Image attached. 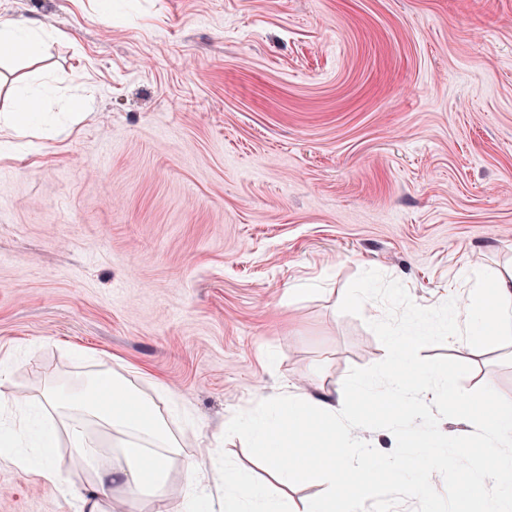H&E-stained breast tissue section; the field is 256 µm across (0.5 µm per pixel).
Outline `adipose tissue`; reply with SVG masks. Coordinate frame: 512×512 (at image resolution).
<instances>
[{
    "instance_id": "obj_1",
    "label": "adipose tissue",
    "mask_w": 512,
    "mask_h": 512,
    "mask_svg": "<svg viewBox=\"0 0 512 512\" xmlns=\"http://www.w3.org/2000/svg\"><path fill=\"white\" fill-rule=\"evenodd\" d=\"M5 123L18 132L30 128H47L52 119L42 107V96L20 88ZM448 333L468 336L488 343L512 335V272L501 273L477 281L466 302L456 308L448 319ZM87 414L117 434L126 458V466L118 477L129 490H139L152 496L155 512L170 511L164 488L169 471L180 454V445L172 435L162 415L173 409L167 388L155 387L153 395H145L119 382L111 371L96 372L82 388L60 395L46 391L38 403L39 410L29 416L21 427H0V460L34 473L45 484L61 491L67 486L55 461L57 445L53 422L42 419L43 412L58 409L60 404Z\"/></svg>"
}]
</instances>
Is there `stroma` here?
<instances>
[{
    "mask_svg": "<svg viewBox=\"0 0 512 512\" xmlns=\"http://www.w3.org/2000/svg\"><path fill=\"white\" fill-rule=\"evenodd\" d=\"M0 0V19L53 40L0 63V111L21 82L54 86L52 131L0 122V358L17 397L47 378L112 370L165 385L181 454L212 481L233 412L298 388H341L381 361L375 269L432 308L464 303L478 272L512 266V0ZM89 99L73 116V98ZM275 363H268V355ZM470 365L461 385L512 400V345L421 350ZM80 424L77 494L125 465L111 432ZM0 461V512H77Z\"/></svg>",
    "mask_w": 512,
    "mask_h": 512,
    "instance_id": "35a3bbf8",
    "label": "stroma"
}]
</instances>
